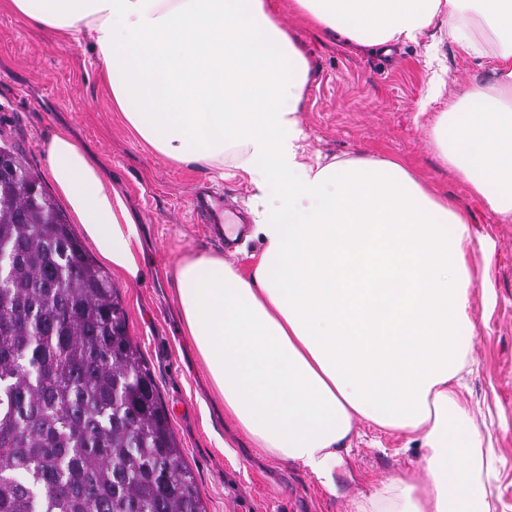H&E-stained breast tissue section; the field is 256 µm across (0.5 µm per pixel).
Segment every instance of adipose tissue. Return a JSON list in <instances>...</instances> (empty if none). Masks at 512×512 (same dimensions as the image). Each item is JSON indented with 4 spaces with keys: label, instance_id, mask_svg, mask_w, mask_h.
Instances as JSON below:
<instances>
[{
    "label": "adipose tissue",
    "instance_id": "adipose-tissue-1",
    "mask_svg": "<svg viewBox=\"0 0 512 512\" xmlns=\"http://www.w3.org/2000/svg\"><path fill=\"white\" fill-rule=\"evenodd\" d=\"M316 29L379 53L439 19L487 53L433 135L442 163L512 219V0H293ZM37 29L90 43L125 124L176 163L220 167L254 192L263 244L250 271L220 254L183 258L184 334L224 412L263 454L330 484L360 425L417 443L426 465L375 478L353 512H493L475 479L499 457L459 383L474 331L469 214L396 159L303 160L308 62L265 0H11ZM48 172L100 257L143 275L139 226L69 133Z\"/></svg>",
    "mask_w": 512,
    "mask_h": 512
}]
</instances>
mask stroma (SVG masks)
<instances>
[{
  "instance_id": "1",
  "label": "stroma",
  "mask_w": 512,
  "mask_h": 512,
  "mask_svg": "<svg viewBox=\"0 0 512 512\" xmlns=\"http://www.w3.org/2000/svg\"><path fill=\"white\" fill-rule=\"evenodd\" d=\"M309 62L301 125L307 161L331 157L397 158L437 197L466 209L477 238L488 240L490 291L473 283L475 325L466 385L479 426L491 433L501 458L489 490L495 512H512V221L474 197L468 183L445 167L432 128L441 112L475 80L489 77L486 57L449 42L444 22L390 53L345 46L304 23L289 0H266ZM444 85L429 97L430 81ZM73 133L108 181L124 196L140 226L143 278L111 279L137 344L171 414L180 450L193 471L206 512H348L369 493V478L424 465V451L364 425L328 490L307 470L252 447L224 414L205 368L182 334L170 271L191 254L221 253L248 265L261 251L251 232L232 247L197 223L191 198L199 184L224 197L229 227L251 225L252 189L216 167L178 164L156 154L112 108V95L88 44L65 42L30 25L0 0V141L47 175L44 142Z\"/></svg>"
}]
</instances>
